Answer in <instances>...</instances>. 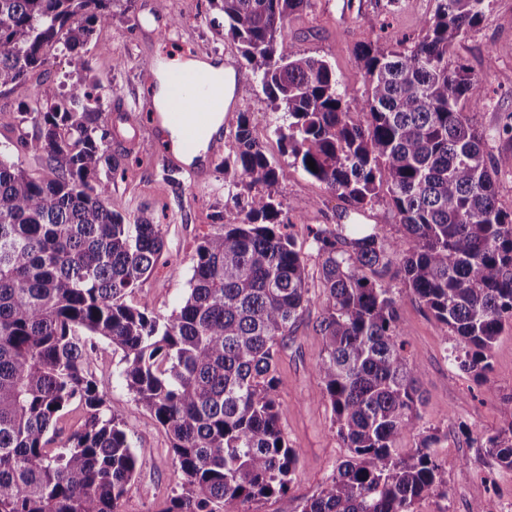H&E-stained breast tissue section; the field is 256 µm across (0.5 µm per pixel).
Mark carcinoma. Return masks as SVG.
<instances>
[{"label":"carcinoma","mask_w":512,"mask_h":512,"mask_svg":"<svg viewBox=\"0 0 512 512\" xmlns=\"http://www.w3.org/2000/svg\"><path fill=\"white\" fill-rule=\"evenodd\" d=\"M112 2L0 0V89L59 50L83 69L81 49L112 21ZM209 2L281 112L282 152L347 210L384 200L403 228L396 242L359 224L309 228L323 282L315 370L350 455L302 512H416L447 496L448 477L433 452L437 434L397 446L422 420L424 399L386 282L394 260L400 293L432 313L450 357L474 378L486 380L493 344L512 326V211L498 204L489 134L470 119L481 80L454 54L491 0H437L409 45L360 42L362 92L339 88L327 61L281 38L310 0ZM103 90L98 81L48 83L21 113L36 134L19 144L45 156L52 177L34 179L0 154V512H121L139 460L88 370L84 336L123 352L128 390L170 436L182 492L158 512H250L285 493L299 463L276 372L312 297L287 233L292 218L273 192L282 169L254 141L241 103L224 173L242 206L200 239L179 312L130 305L164 240L150 217L130 221L108 206L110 183L126 168L103 129ZM75 402L88 412L84 428L47 448ZM481 445L512 470V422Z\"/></svg>","instance_id":"carcinoma-1"}]
</instances>
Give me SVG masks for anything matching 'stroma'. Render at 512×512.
<instances>
[{
    "label": "stroma",
    "instance_id": "stroma-1",
    "mask_svg": "<svg viewBox=\"0 0 512 512\" xmlns=\"http://www.w3.org/2000/svg\"><path fill=\"white\" fill-rule=\"evenodd\" d=\"M150 0H116L111 26L97 29L83 48L88 77L100 80L108 93L104 114L106 125H119L122 136L113 140L115 153H131L137 163L129 164L125 176L115 177L108 205L126 218L141 214L161 224L164 248L153 274L127 298L135 305L148 301L158 315L179 311L190 288L195 249L202 234L214 231L219 213L228 204L223 157L233 156L236 115L224 119L222 158L211 160L207 183L196 184L189 168L166 172L161 159L170 143L150 131L153 92L141 80L143 63L171 55L197 53L223 62H235L243 92L247 96L251 128L263 141L269 157L284 174L275 187L295 223L290 232L301 249L313 298L290 338L288 350L278 367V398L282 425L288 441L299 454L296 476L289 490L254 505V512H301L345 459L332 425L331 409L320 396L321 382L315 365L323 348L315 324L322 312L321 260L312 248L309 226L333 227L347 222L376 229L386 240L401 237L402 228L387 203L376 204L361 215H345L344 202L325 185L294 165L284 155L274 133L277 114L263 93L259 78L243 58L240 45L224 32L222 13L207 0H166L165 33L153 24L137 25ZM436 7V0H397L393 10L382 12L378 0H313L311 8L291 16L282 31L283 39L295 43L309 55L327 60L340 86L362 88L356 45L368 37L398 44L417 40L423 22ZM455 54L484 82V102L473 120L489 132L487 149L499 169L498 199L512 210V144L495 138L494 130L512 112V0H492L480 25L457 46ZM76 76L68 56L56 54L46 72L32 74L24 83L0 92V145L12 144L11 159L30 177L46 179L52 170L47 159L17 148L19 138L33 134L31 124L21 122L26 104L40 97L47 82H74ZM401 322L411 342L412 358L424 397L421 430L436 431L434 446L448 470V495L422 501L417 512H468L485 498L494 499L501 512H512V471L503 469L473 443L472 435L493 433L512 419V328H505L491 350L492 370L486 384H477L471 374L449 358L442 340L443 329L433 315L408 298L399 301ZM89 370L98 382L108 405L120 411L129 439L139 458V469L122 501V512H156L159 505L179 491L182 473L165 431L134 399L121 375V350L106 342L94 343ZM470 435H463L460 424Z\"/></svg>",
    "mask_w": 512,
    "mask_h": 512
}]
</instances>
